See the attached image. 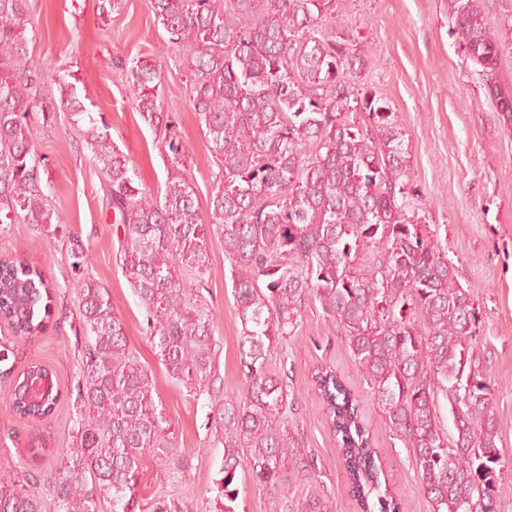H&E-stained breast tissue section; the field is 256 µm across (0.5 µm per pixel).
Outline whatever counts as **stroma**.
<instances>
[{
  "label": "stroma",
  "instance_id": "stroma-1",
  "mask_svg": "<svg viewBox=\"0 0 512 512\" xmlns=\"http://www.w3.org/2000/svg\"><path fill=\"white\" fill-rule=\"evenodd\" d=\"M335 3L336 20L322 33L349 39L358 58L349 80L370 86L396 112L408 146L406 182L419 194L420 221L447 249L460 283L480 308V355L494 384L497 445L512 478V126L489 98L479 66L461 50L447 0ZM481 7L488 27L501 37L494 79L512 87V0H481ZM26 35L33 63L63 76L88 110L103 113L140 183L155 190L168 179H186L200 211H207L217 167L186 86V50L169 42L151 0H30ZM136 60L159 75L163 113L155 128L141 118L127 82L126 70ZM33 141L51 176L50 208L61 220L0 231V256L43 273L54 290L53 312L44 331L29 339L15 337L0 322V350L8 355L0 362L6 372L0 379V480L26 475L47 488L54 459L41 454V447L71 445L85 342L81 287L70 258L78 239L88 249L89 273L109 292L128 348L147 370L171 421L175 451L166 462L144 457L135 493L148 501L173 497L190 512H210L224 447L209 414L212 405L239 395L245 382L231 262L215 241L205 274L183 277L190 297L215 311L219 330L212 385L196 395L168 376L146 339L144 312L116 261L123 230L103 205L102 178L67 114L35 123ZM174 143L181 153L171 152ZM34 362L53 372L62 398L46 420L27 422L14 415L5 393ZM267 367L298 399L290 420L316 470L292 477L283 508L240 468L236 512H310L315 504L327 512H357L314 383L324 367L340 374L360 401L387 487L402 499L404 512H429L407 438L386 423L318 300H306L297 330L275 348Z\"/></svg>",
  "mask_w": 512,
  "mask_h": 512
}]
</instances>
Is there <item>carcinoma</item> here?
<instances>
[{
	"instance_id": "cac0c4a2",
	"label": "carcinoma",
	"mask_w": 512,
	"mask_h": 512,
	"mask_svg": "<svg viewBox=\"0 0 512 512\" xmlns=\"http://www.w3.org/2000/svg\"><path fill=\"white\" fill-rule=\"evenodd\" d=\"M331 2L152 0L169 41L187 48L192 105L218 167L206 221L186 180L171 178L158 193L137 181L103 116L87 111L74 85L30 61L29 0H0V231L51 223V179L40 172L32 120L70 112L105 179L103 204L123 227L117 256L145 312L148 340L172 379L204 391L215 369L216 318L191 301L180 274L207 270L217 226L224 255L245 269L232 288L247 372L242 394L212 409L224 462L211 512H235L243 465L275 499L288 497L291 474L312 469L298 428L288 424L295 400L266 369L310 296L345 336L388 424L409 440L431 512H496L504 464L478 310L448 251L419 224L417 193L403 181L407 149L396 113L346 79L347 40L318 36ZM448 17L465 56L493 74L500 37L486 30L480 0H448ZM128 72L138 112L157 126L155 69L136 61ZM51 81L60 98L47 103L40 92ZM487 94L512 115L511 88L491 82ZM356 112L370 124L357 122ZM361 251L372 256L367 273L357 266ZM71 257L72 270L83 273L89 255L78 240ZM81 288L86 345L72 447L55 452L50 502L34 486L0 482V512H185L175 499L144 508L134 496L143 457L166 461L174 449L170 421L128 352L107 289L91 277ZM52 302L38 269L0 258V318L16 336L38 335ZM27 377L43 380L42 394L12 393L9 405L20 419L44 420L61 389L41 364L19 375ZM314 381L360 512H402L353 391L331 368Z\"/></svg>"
}]
</instances>
